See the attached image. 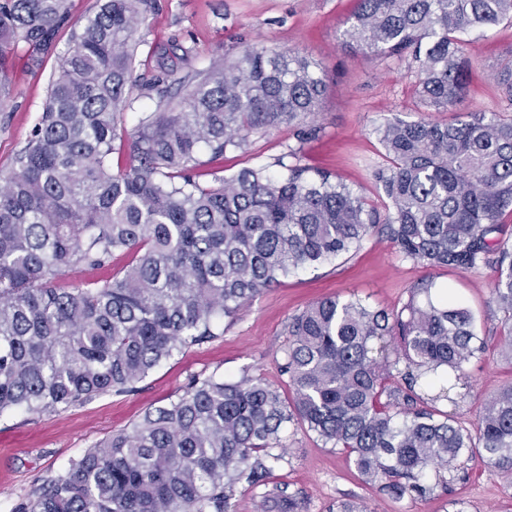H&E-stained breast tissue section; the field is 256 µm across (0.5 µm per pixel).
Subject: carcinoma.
I'll return each mask as SVG.
<instances>
[{"mask_svg": "<svg viewBox=\"0 0 512 512\" xmlns=\"http://www.w3.org/2000/svg\"><path fill=\"white\" fill-rule=\"evenodd\" d=\"M154 9L155 0H98L74 21L68 0H0V105L14 60L40 69L70 30L44 111L0 178V416L132 392L280 278L350 252L379 224L425 266L494 265L512 349V59L499 71L505 108L375 128L382 215L331 173L282 158L279 173L209 168L269 127L316 134L306 120L320 112L328 77L307 52L262 47L179 78L181 95L167 73L140 84L138 30ZM505 21L512 0H358L342 39L410 58L419 108L451 112L463 97L467 36ZM135 88L155 108L129 130ZM116 152L127 159L115 170ZM118 254L129 261L114 272ZM75 270L106 275L72 284ZM433 288L417 284L391 312L357 298L312 303L288 322L291 402L260 378L193 376L13 512H229L237 484H259L283 460L275 449L293 420L398 499L477 456L512 487V384L486 400L472 429L436 408L454 402L486 341L470 310ZM426 377L438 388L430 397L415 390ZM262 504L302 512L298 498L273 491Z\"/></svg>", "mask_w": 512, "mask_h": 512, "instance_id": "1", "label": "carcinoma"}]
</instances>
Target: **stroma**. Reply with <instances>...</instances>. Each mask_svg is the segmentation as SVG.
Returning a JSON list of instances; mask_svg holds the SVG:
<instances>
[{"label": "stroma", "instance_id": "35a3bbf8", "mask_svg": "<svg viewBox=\"0 0 512 512\" xmlns=\"http://www.w3.org/2000/svg\"><path fill=\"white\" fill-rule=\"evenodd\" d=\"M355 8V0H158L157 10L139 27L143 45L137 71L151 76L169 70L180 78L256 46L308 52L330 78L316 118L318 137L301 142L293 129L269 128L250 137L246 153L227 154L224 172L275 164L297 147L300 164L335 173L380 208L386 197L374 172L383 157L374 129L395 116L416 120L420 114L407 62L343 45L341 34ZM68 45V33H60L55 56L35 72L24 61L16 62L10 94L0 106V173L14 166L29 139L56 75L57 56ZM511 56L512 25L472 36L462 111L505 107L498 72ZM494 277L491 265L468 271L428 268L404 258L386 235H371L355 252L282 278L234 320L225 321L223 335L163 362L133 393L104 395L40 418L21 413L0 417V512H12L43 479L113 432L131 428L148 408L181 394L192 376L216 372L236 381L258 377L288 395V379L281 371L288 323L326 297L356 296L372 307L396 310L407 301L410 288L426 280L456 295L473 312L475 330L486 341L484 353L467 368L466 383L456 388L455 414L473 425L484 401L512 383V351L501 342L504 317L492 296ZM281 443L284 459L265 487L239 484L230 512H257L264 488L275 486L299 498L304 512H331L340 501L360 503L369 512H512V490L476 458L465 462L464 476L448 478L443 485L429 478V492L398 500L363 484L344 453L324 446L297 423L287 424Z\"/></svg>", "mask_w": 512, "mask_h": 512}]
</instances>
